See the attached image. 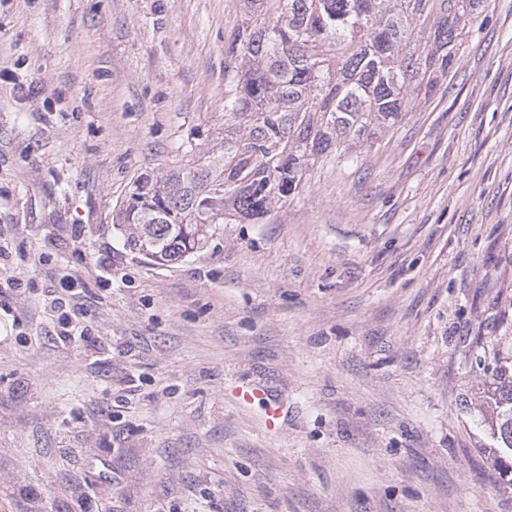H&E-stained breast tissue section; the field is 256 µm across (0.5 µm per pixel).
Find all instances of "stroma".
<instances>
[{
	"label": "stroma",
	"instance_id": "stroma-1",
	"mask_svg": "<svg viewBox=\"0 0 512 512\" xmlns=\"http://www.w3.org/2000/svg\"><path fill=\"white\" fill-rule=\"evenodd\" d=\"M242 0H0V512H512L480 364L512 348V0L449 73L193 257L135 179L224 136ZM71 278L67 306L52 291ZM89 345L59 342L62 313ZM254 383L283 400L277 430Z\"/></svg>",
	"mask_w": 512,
	"mask_h": 512
}]
</instances>
